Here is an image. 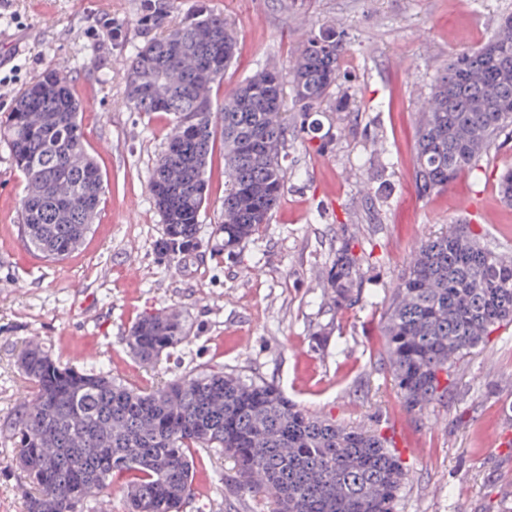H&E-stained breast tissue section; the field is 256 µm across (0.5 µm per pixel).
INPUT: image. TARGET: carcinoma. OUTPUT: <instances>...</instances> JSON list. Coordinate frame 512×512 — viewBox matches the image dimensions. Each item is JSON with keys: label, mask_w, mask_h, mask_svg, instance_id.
<instances>
[{"label": "carcinoma", "mask_w": 512, "mask_h": 512, "mask_svg": "<svg viewBox=\"0 0 512 512\" xmlns=\"http://www.w3.org/2000/svg\"><path fill=\"white\" fill-rule=\"evenodd\" d=\"M175 13L176 0H149L126 78L129 108L169 119L148 190L163 224L156 252L170 262L200 243L218 140L224 199L216 231L224 250L234 252L269 223L288 175L291 125L305 126L332 95L347 51L336 31H311L288 76L261 68L216 103L212 92L237 58V33L205 5L185 21ZM499 98L512 99V33L498 26L487 43L455 53L434 77L417 128L419 193L478 174L480 158L512 132V111L499 110ZM82 109L67 76L49 68L14 100L0 135L24 178L21 237L48 259L82 245L102 203V171L84 143ZM497 183L512 206V170ZM327 287L338 311L362 302L359 260L347 241L336 249ZM508 325L511 258L487 248L466 224L421 242L383 322L388 366L406 409L420 414L447 401L457 363ZM188 335L179 313H145L126 345L152 364ZM18 366L34 389L10 422L16 464L32 488L25 512H85L91 491L114 483L124 491V512H181L213 453L234 462V489L273 493L274 512H393L407 480L387 438L313 415L263 380L211 370L143 389L103 371L62 366L28 344Z\"/></svg>", "instance_id": "1"}]
</instances>
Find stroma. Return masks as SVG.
I'll return each mask as SVG.
<instances>
[{
    "mask_svg": "<svg viewBox=\"0 0 512 512\" xmlns=\"http://www.w3.org/2000/svg\"><path fill=\"white\" fill-rule=\"evenodd\" d=\"M238 32L223 95L257 69L288 71L309 30L345 31L334 101L312 113L318 131L288 137V176L262 231L234 253L222 221L224 158L215 154L201 246L160 259L163 225L147 181L168 118L124 103L126 62L142 41L144 0H7L0 6L4 121L23 88L49 68L67 74L85 111L83 138L104 194L84 244L61 260L31 252L18 232L24 180L0 141V512H25L27 481L9 430L31 388L17 355L32 336L63 364L110 372L141 387L185 373L224 369L277 385L314 415L391 438L409 479L395 512H512V327L461 364L447 403L407 413L386 368L381 336L390 292L413 251L449 224H467L487 247L512 256V206L497 193L512 167V139L481 162L480 178L419 195L414 148L421 103L437 70L494 34L512 0H179V17L201 2ZM349 104L336 109V98ZM473 202L459 208L461 198ZM360 262L365 300L339 314L325 276L341 242ZM179 312L189 338L146 365L126 347L143 313ZM233 462L213 456L202 493L183 512H273V497L236 492Z\"/></svg>",
    "mask_w": 512,
    "mask_h": 512,
    "instance_id": "35a3bbf8",
    "label": "stroma"
}]
</instances>
